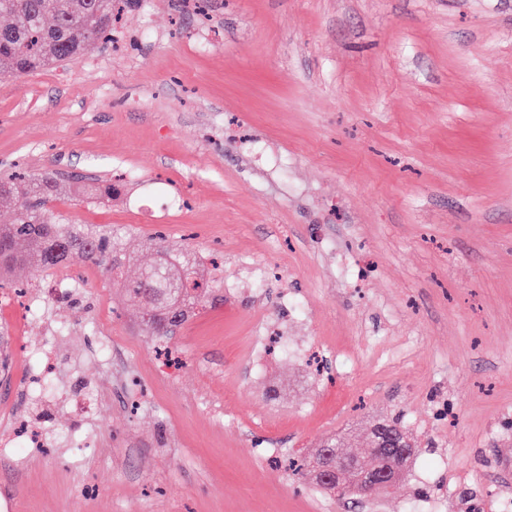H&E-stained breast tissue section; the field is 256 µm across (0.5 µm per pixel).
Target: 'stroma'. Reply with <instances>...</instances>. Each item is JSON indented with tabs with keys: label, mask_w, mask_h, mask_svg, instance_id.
I'll return each mask as SVG.
<instances>
[{
	"label": "stroma",
	"mask_w": 512,
	"mask_h": 512,
	"mask_svg": "<svg viewBox=\"0 0 512 512\" xmlns=\"http://www.w3.org/2000/svg\"><path fill=\"white\" fill-rule=\"evenodd\" d=\"M113 33L0 72V171L56 174L52 212L125 231V279L154 238L220 255L218 300L167 339L175 369L78 257L72 301L0 313V403L48 417L45 447L0 452V503L483 512L512 497V0H124ZM78 181L116 191L79 202ZM244 261L271 270L265 292ZM269 327L295 351L251 369ZM43 371L47 399L24 390ZM381 418L421 444L390 496L326 497L288 471Z\"/></svg>",
	"instance_id": "obj_1"
}]
</instances>
